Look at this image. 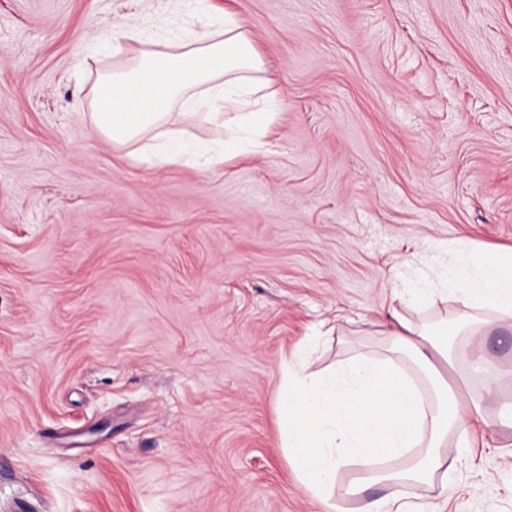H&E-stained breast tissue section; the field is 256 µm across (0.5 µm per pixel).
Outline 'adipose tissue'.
<instances>
[{
  "instance_id": "obj_1",
  "label": "adipose tissue",
  "mask_w": 512,
  "mask_h": 512,
  "mask_svg": "<svg viewBox=\"0 0 512 512\" xmlns=\"http://www.w3.org/2000/svg\"><path fill=\"white\" fill-rule=\"evenodd\" d=\"M190 11L203 22L202 35L174 34L151 39L129 64L99 77L93 90L92 130L115 145L136 144L150 164L185 160L190 135L185 112H202L220 123L225 113L253 112L256 96L268 85L260 74V52L234 10L212 13L209 0H166V10ZM475 276H455L446 287L419 289L416 309L432 308L442 294L454 296L464 315L491 312L493 320H512V254L477 259ZM396 348L413 352L424 373L443 391V406H433L394 358L359 359L344 366L310 371L305 360L289 363L278 391L281 440L296 455L299 480L322 502L336 490V474L346 460L364 466L360 485L383 484L385 497L368 501L362 512H413L410 499L419 484L448 483V434L485 424L483 399L460 402L448 390L442 369L448 350L418 319L391 306L382 331ZM403 458L406 470L386 467Z\"/></svg>"
}]
</instances>
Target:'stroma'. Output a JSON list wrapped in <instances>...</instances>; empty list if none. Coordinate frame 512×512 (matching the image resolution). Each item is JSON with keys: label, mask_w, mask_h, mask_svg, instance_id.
I'll return each mask as SVG.
<instances>
[{"label": "stroma", "mask_w": 512, "mask_h": 512, "mask_svg": "<svg viewBox=\"0 0 512 512\" xmlns=\"http://www.w3.org/2000/svg\"><path fill=\"white\" fill-rule=\"evenodd\" d=\"M273 80L256 152L151 165L91 88L143 0H0V512H326L279 437L284 365L386 356L394 283L512 251V0H211ZM93 32L95 41L84 39ZM512 401V329L452 342ZM448 438L418 512H512V429ZM342 512L384 496L349 492Z\"/></svg>", "instance_id": "1"}]
</instances>
